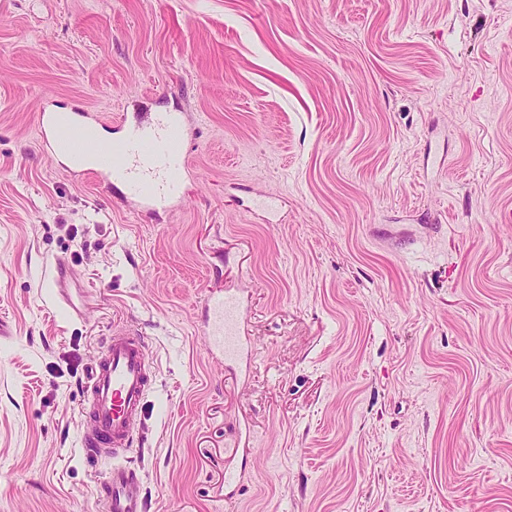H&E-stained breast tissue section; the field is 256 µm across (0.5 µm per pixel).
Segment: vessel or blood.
I'll use <instances>...</instances> for the list:
<instances>
[{"mask_svg": "<svg viewBox=\"0 0 512 512\" xmlns=\"http://www.w3.org/2000/svg\"><path fill=\"white\" fill-rule=\"evenodd\" d=\"M99 122L97 114L84 109L67 114L44 109L38 115L41 147L81 174H92L108 185L120 183L124 194L135 198L141 209L182 203L180 171L185 154L181 114L164 112L147 122H121L123 136L116 142L97 139ZM74 278L67 261L54 262L50 276L53 295L78 318L82 310L71 293ZM244 316L236 291H210L201 321L209 356L228 364L237 361L243 349ZM153 382L144 333L135 324L113 325L84 386L80 412L83 454L94 461L105 454L116 459L101 490L107 512L146 510L144 499L135 491L139 475L121 458L136 440Z\"/></svg>", "mask_w": 512, "mask_h": 512, "instance_id": "vessel-or-blood-1", "label": "vessel or blood"}]
</instances>
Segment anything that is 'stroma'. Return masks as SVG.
Masks as SVG:
<instances>
[{
  "label": "stroma",
  "mask_w": 512,
  "mask_h": 512,
  "mask_svg": "<svg viewBox=\"0 0 512 512\" xmlns=\"http://www.w3.org/2000/svg\"><path fill=\"white\" fill-rule=\"evenodd\" d=\"M76 101L104 139L184 112L183 206L41 151ZM215 288L246 372L200 335ZM0 318V512H100L81 382L123 321L147 512H512V0H0ZM76 279L75 273L65 260H56L52 266L50 276V288H53V295L60 305L68 308L72 316L82 317L80 306L74 301L71 287Z\"/></svg>",
  "instance_id": "stroma-1"
}]
</instances>
